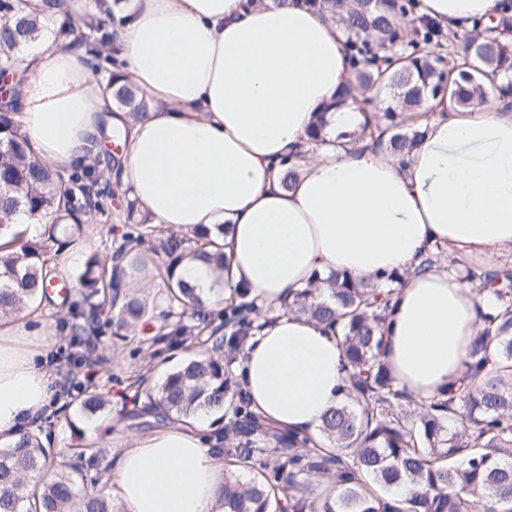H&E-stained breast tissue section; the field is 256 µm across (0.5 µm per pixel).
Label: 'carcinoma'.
Returning a JSON list of instances; mask_svg holds the SVG:
<instances>
[{"label": "carcinoma", "mask_w": 512, "mask_h": 512, "mask_svg": "<svg viewBox=\"0 0 512 512\" xmlns=\"http://www.w3.org/2000/svg\"><path fill=\"white\" fill-rule=\"evenodd\" d=\"M28 0H0V71L17 72L19 54L34 38L37 19ZM326 10L346 35L344 47L354 69L353 81L337 103L361 101L366 120L360 137L389 150L400 164L419 145L425 130L399 119L387 107L372 112L373 98L394 89L401 111L418 113L431 96L442 65L441 51L464 46L459 69L448 91L460 109L480 107L490 97L512 95V0H503L492 39L476 43L478 20L470 30L446 31L424 20L406 42H394L415 0H303ZM81 45L94 71L105 51L118 52L116 33L91 21ZM113 73L105 91L133 120L148 116L149 102L134 85H116ZM21 84L0 102V229L21 207L29 214L63 212L69 224L46 225L38 239L16 234L0 243V318L21 313L35 285L54 273L49 255L80 232L85 217L103 211L98 185L103 179L82 165L64 180L38 160L20 120ZM116 219L127 228L111 255L91 254L78 278L82 300L68 310L64 325L70 341L93 352L106 322L113 336L132 341L155 318L146 289L132 288L150 273L164 282V324L149 338V356L198 339L191 354L155 385L144 374L133 380L136 396L147 400L156 419L186 422L200 410L228 416L224 426V512H267L275 499L281 512H474L472 498L485 501V512H512V262L466 269L465 279L478 295L494 298L491 312L479 311L480 329L466 364L468 384L414 406L383 359L381 331L392 296L408 273L392 271L380 286L336 273L296 293L285 310L332 328L348 364L345 398L323 416L321 433L280 431L262 420L235 379L232 365L260 315L242 288L221 312L209 298L185 285L178 270L186 261L229 268L224 241L205 229L190 234L163 232L129 200ZM447 265L455 259L438 248L421 256L419 267ZM328 296L317 294L319 284ZM79 408L96 412L105 404L92 383L75 385ZM43 429L26 426L0 445V512H121L106 493L98 472V452L73 449L70 459L42 442ZM411 487L405 498L392 490Z\"/></svg>", "instance_id": "obj_1"}]
</instances>
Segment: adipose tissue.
I'll use <instances>...</instances> for the list:
<instances>
[{
    "label": "adipose tissue",
    "instance_id": "adipose-tissue-1",
    "mask_svg": "<svg viewBox=\"0 0 512 512\" xmlns=\"http://www.w3.org/2000/svg\"><path fill=\"white\" fill-rule=\"evenodd\" d=\"M502 0H421L420 16L464 29L492 20ZM119 73L151 101L136 122L105 116L82 51L37 37L21 57L23 128L37 156L60 173L102 156V119L128 126L118 178L153 224L171 231L227 225L229 283L261 311L239 369L252 408L273 425L318 433L337 405L345 360L324 325L284 306L314 277L376 280L408 272L383 334L384 359L415 400L461 377L480 297L425 249L497 256L512 248V100L493 110L451 108L432 96L425 137L406 165L365 142L311 150L325 114L328 135L359 130L356 103L336 105L351 80L344 36L326 14L292 0H132L117 5ZM299 174L284 187L282 163ZM26 318L0 322V434L38 420L57 379L35 363ZM207 423L161 427L116 458L108 490L123 512H223L224 460L203 438Z\"/></svg>",
    "mask_w": 512,
    "mask_h": 512
}]
</instances>
